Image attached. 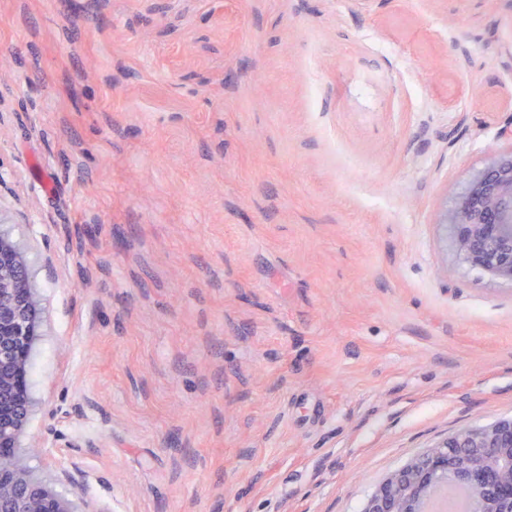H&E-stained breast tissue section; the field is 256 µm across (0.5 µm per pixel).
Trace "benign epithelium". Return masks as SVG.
Wrapping results in <instances>:
<instances>
[{
    "label": "benign epithelium",
    "mask_w": 512,
    "mask_h": 512,
    "mask_svg": "<svg viewBox=\"0 0 512 512\" xmlns=\"http://www.w3.org/2000/svg\"><path fill=\"white\" fill-rule=\"evenodd\" d=\"M500 136L485 166L445 211L461 262L492 280L512 283V131ZM40 336L38 301L24 250L0 231V512H77L36 479L17 451L29 412L28 356ZM450 481L472 491L469 512H512V419L461 429L390 473L363 512H423L432 488Z\"/></svg>",
    "instance_id": "benign-epithelium-1"
}]
</instances>
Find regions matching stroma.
<instances>
[{
  "label": "stroma",
  "instance_id": "stroma-1",
  "mask_svg": "<svg viewBox=\"0 0 512 512\" xmlns=\"http://www.w3.org/2000/svg\"><path fill=\"white\" fill-rule=\"evenodd\" d=\"M0 0L20 437L82 512H362L512 417V284L438 218L512 126V0Z\"/></svg>",
  "mask_w": 512,
  "mask_h": 512
}]
</instances>
